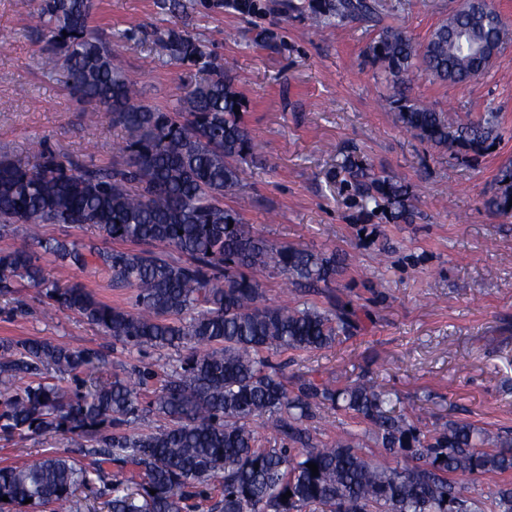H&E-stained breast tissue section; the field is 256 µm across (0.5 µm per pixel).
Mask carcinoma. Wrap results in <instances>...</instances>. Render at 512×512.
<instances>
[{
  "mask_svg": "<svg viewBox=\"0 0 512 512\" xmlns=\"http://www.w3.org/2000/svg\"><path fill=\"white\" fill-rule=\"evenodd\" d=\"M284 8L308 12L319 27L380 15L377 0H302ZM92 9L93 0H39L47 41L41 68L64 65L89 122L108 118L126 132L120 161L88 165L40 142L31 144V164L0 155V223L28 225L58 268L99 267L112 287L136 295L126 308L98 300L79 282L48 285L38 258L11 249L0 250V296L27 281L42 288L46 314L75 311L129 352L189 353L155 387L158 373L148 365L106 376L98 351L1 339L0 436L64 434L93 465L47 452L0 467V512H82V488L107 512H512L511 482L482 501L465 480L511 474L512 433L465 419L422 427L424 406L401 409L395 392L363 376L342 386L310 379L288 386L272 357L351 336L356 310L339 302L269 304L258 274L272 269L319 294L339 274L336 252L274 244L224 207L240 187L239 163L253 138L235 114L244 99L221 59L186 30L157 33L156 55L195 66L204 78L171 107L139 103L135 82L113 63L112 42L91 26ZM510 42L512 30L498 14L456 11L420 48L403 27L382 25L367 56L397 89L393 103L405 130L432 147L478 155L499 137L496 114L455 125L402 88L418 65L436 81L468 82ZM338 173L363 207L385 199L400 207L399 216L408 214L407 188L397 179L349 154L336 161L331 175ZM485 206L512 216V163L498 171ZM45 224H90L119 247L43 239ZM325 409L365 425L364 435L390 462L368 458L356 435L316 440L309 423ZM150 414L167 425L136 428ZM265 416L280 435L278 448L264 446L252 428ZM112 463L134 466L140 480H107L104 466Z\"/></svg>",
  "mask_w": 512,
  "mask_h": 512,
  "instance_id": "cac0c4a2",
  "label": "carcinoma"
}]
</instances>
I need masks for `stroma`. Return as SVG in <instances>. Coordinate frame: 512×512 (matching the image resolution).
Returning <instances> with one entry per match:
<instances>
[{"instance_id":"35a3bbf8","label":"stroma","mask_w":512,"mask_h":512,"mask_svg":"<svg viewBox=\"0 0 512 512\" xmlns=\"http://www.w3.org/2000/svg\"><path fill=\"white\" fill-rule=\"evenodd\" d=\"M170 12L163 0H94L92 25L112 42L113 62L137 81L143 102L167 106L201 74L153 52L157 31L191 32L221 58L244 96L253 137L238 195L246 223L270 241L315 252L335 250L344 270L332 286L351 303L361 328L332 347L288 353V381L371 377L404 407L424 401L427 425L466 419L512 430V217L483 201L501 166L512 162V43L487 72L466 84L438 82L417 70L407 93L447 113L450 122L498 115L494 150L472 160L431 147L405 131L393 92L366 55L377 34L362 22L317 28L307 13L262 0V17L239 15L227 0H197ZM385 22L417 44L464 0H379ZM38 0H0V153L29 161L31 140L58 154L112 166L124 131L86 124L64 69L43 72V42L32 19ZM350 154L410 193L411 216L381 201L362 209L350 188L329 177ZM247 206H240V197ZM39 288L0 298V338H42L98 350L106 340L68 309L42 315ZM59 436L0 439V466L65 449Z\"/></svg>"}]
</instances>
